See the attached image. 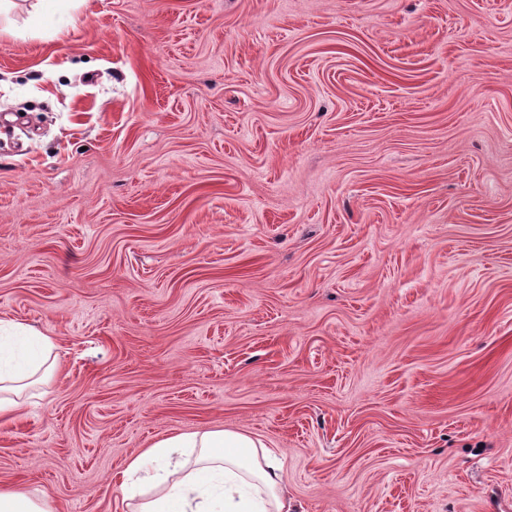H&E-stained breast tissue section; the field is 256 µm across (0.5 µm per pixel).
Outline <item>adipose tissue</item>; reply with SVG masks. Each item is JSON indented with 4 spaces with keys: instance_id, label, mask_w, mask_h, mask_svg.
<instances>
[{
    "instance_id": "adipose-tissue-1",
    "label": "adipose tissue",
    "mask_w": 512,
    "mask_h": 512,
    "mask_svg": "<svg viewBox=\"0 0 512 512\" xmlns=\"http://www.w3.org/2000/svg\"><path fill=\"white\" fill-rule=\"evenodd\" d=\"M0 338V421L14 418L58 364L57 345L25 324ZM118 488L130 512H292L274 449L233 430L175 433L131 458Z\"/></svg>"
}]
</instances>
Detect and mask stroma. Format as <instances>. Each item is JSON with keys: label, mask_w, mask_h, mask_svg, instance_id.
<instances>
[{"label": "stroma", "mask_w": 512, "mask_h": 512, "mask_svg": "<svg viewBox=\"0 0 512 512\" xmlns=\"http://www.w3.org/2000/svg\"><path fill=\"white\" fill-rule=\"evenodd\" d=\"M12 18L0 320L60 370L0 485L127 512L130 458L225 429L299 512H512V0Z\"/></svg>", "instance_id": "obj_1"}]
</instances>
